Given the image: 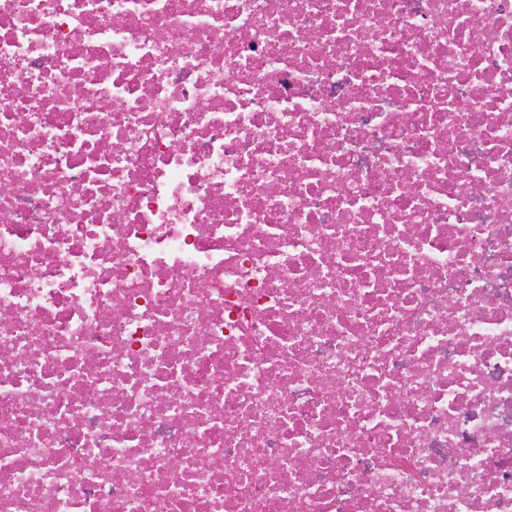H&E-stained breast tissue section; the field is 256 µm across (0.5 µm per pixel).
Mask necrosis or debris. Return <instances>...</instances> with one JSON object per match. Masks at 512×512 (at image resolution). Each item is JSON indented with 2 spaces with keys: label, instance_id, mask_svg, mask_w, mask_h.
I'll return each instance as SVG.
<instances>
[{
  "label": "necrosis or debris",
  "instance_id": "necrosis-or-debris-1",
  "mask_svg": "<svg viewBox=\"0 0 512 512\" xmlns=\"http://www.w3.org/2000/svg\"><path fill=\"white\" fill-rule=\"evenodd\" d=\"M0 512H512V0H0Z\"/></svg>",
  "mask_w": 512,
  "mask_h": 512
}]
</instances>
